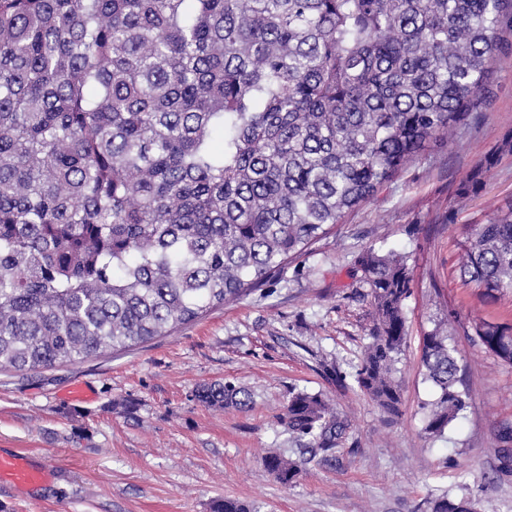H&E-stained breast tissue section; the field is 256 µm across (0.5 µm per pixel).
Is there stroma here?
I'll list each match as a JSON object with an SVG mask.
<instances>
[{"instance_id": "stroma-1", "label": "stroma", "mask_w": 512, "mask_h": 512, "mask_svg": "<svg viewBox=\"0 0 512 512\" xmlns=\"http://www.w3.org/2000/svg\"><path fill=\"white\" fill-rule=\"evenodd\" d=\"M512 68L494 73L486 106L293 259L283 277L218 307L174 334L38 373H0V450L49 470L30 486L0 481V512H211L231 497L255 512H421L434 493L470 497L477 512H512V474L500 472L501 429L512 423V364L464 335L450 338L470 389L443 440L425 438L424 338L448 315L512 324V294L483 300L457 275L462 225L512 203ZM500 153L477 192L462 182ZM407 256L414 284L404 304L401 403L381 413L357 389L372 326L358 265L368 249ZM230 380L244 408L195 397ZM87 384L88 402L66 400ZM329 397L349 421L330 451L300 448L282 422L291 392ZM271 451L305 458L281 485Z\"/></svg>"}]
</instances>
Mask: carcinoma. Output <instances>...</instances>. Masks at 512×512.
I'll use <instances>...</instances> for the list:
<instances>
[{"label": "carcinoma", "instance_id": "1", "mask_svg": "<svg viewBox=\"0 0 512 512\" xmlns=\"http://www.w3.org/2000/svg\"><path fill=\"white\" fill-rule=\"evenodd\" d=\"M511 32L512 0H0V371L167 336L280 277L485 106ZM462 236L461 281L511 294L512 203ZM360 267L373 326L354 382L395 416L413 268L373 249ZM455 323L424 343L431 441L468 406ZM464 333L512 364V326ZM195 397L250 401L230 381ZM284 424L323 450L347 429L305 391ZM264 465L287 486L302 462ZM212 512L252 510L226 498ZM424 512L474 503L442 494Z\"/></svg>", "mask_w": 512, "mask_h": 512}]
</instances>
